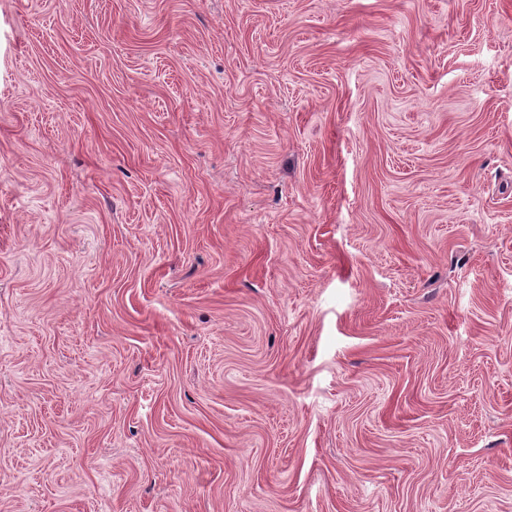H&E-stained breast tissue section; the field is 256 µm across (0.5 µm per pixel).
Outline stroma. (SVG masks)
Segmentation results:
<instances>
[{"label": "stroma", "mask_w": 512, "mask_h": 512, "mask_svg": "<svg viewBox=\"0 0 512 512\" xmlns=\"http://www.w3.org/2000/svg\"><path fill=\"white\" fill-rule=\"evenodd\" d=\"M0 512H512V0H0Z\"/></svg>", "instance_id": "stroma-1"}]
</instances>
